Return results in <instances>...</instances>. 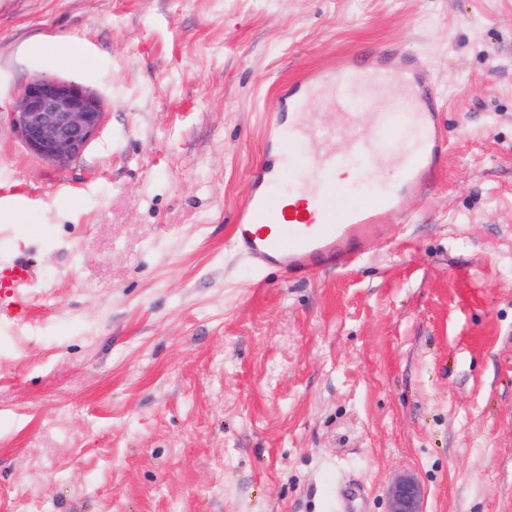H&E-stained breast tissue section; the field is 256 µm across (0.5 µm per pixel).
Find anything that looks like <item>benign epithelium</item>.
I'll list each match as a JSON object with an SVG mask.
<instances>
[{
  "label": "benign epithelium",
  "mask_w": 512,
  "mask_h": 512,
  "mask_svg": "<svg viewBox=\"0 0 512 512\" xmlns=\"http://www.w3.org/2000/svg\"><path fill=\"white\" fill-rule=\"evenodd\" d=\"M9 116L32 154L64 166L98 134L104 112L98 95L79 82L42 75L24 87ZM388 496V512H423L422 490L411 475L399 476Z\"/></svg>",
  "instance_id": "benign-epithelium-1"
}]
</instances>
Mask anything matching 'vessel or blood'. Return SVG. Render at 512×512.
Returning <instances> with one entry per match:
<instances>
[{
	"label": "vessel or blood",
	"instance_id": "vessel-or-blood-1",
	"mask_svg": "<svg viewBox=\"0 0 512 512\" xmlns=\"http://www.w3.org/2000/svg\"><path fill=\"white\" fill-rule=\"evenodd\" d=\"M426 66L406 50L362 66L357 56L303 75L288 89L267 123L264 158L236 212L235 249L249 267L279 269L288 280L355 265L367 244L403 223L407 203L436 178L448 155L439 103ZM396 89L392 107L364 111V92ZM328 99L337 121L324 126L310 107ZM319 150H311V143ZM350 169L372 182L374 195L349 203L336 174ZM20 259L0 265V307L26 317L22 291L32 277Z\"/></svg>",
	"mask_w": 512,
	"mask_h": 512
}]
</instances>
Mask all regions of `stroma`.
Instances as JSON below:
<instances>
[{"instance_id":"1","label":"stroma","mask_w":512,"mask_h":512,"mask_svg":"<svg viewBox=\"0 0 512 512\" xmlns=\"http://www.w3.org/2000/svg\"><path fill=\"white\" fill-rule=\"evenodd\" d=\"M72 42L78 66L35 51ZM430 67L449 150L354 268L254 279L232 219L268 108L371 48ZM40 75L103 125L8 121ZM0 512H512V0H0ZM9 116L32 154L64 166L98 134L104 112L98 95L79 82L42 75L24 87ZM32 275L31 268L21 259L0 265V307H7L15 318H25L29 312L22 288ZM388 496L390 508L387 512H423L422 490L411 475L399 476L389 488Z\"/></svg>"}]
</instances>
